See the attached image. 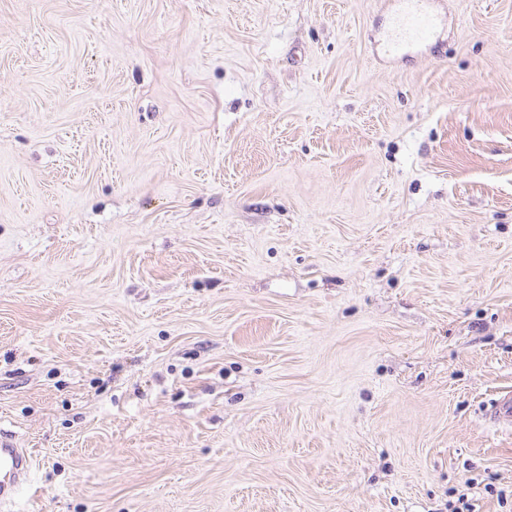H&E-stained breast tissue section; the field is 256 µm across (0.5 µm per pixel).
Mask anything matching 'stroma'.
<instances>
[{
    "mask_svg": "<svg viewBox=\"0 0 512 512\" xmlns=\"http://www.w3.org/2000/svg\"><path fill=\"white\" fill-rule=\"evenodd\" d=\"M385 2L0 0L4 512H512V0ZM438 0H390V24L384 37L385 52L398 56L419 52L437 37L442 16ZM32 468V453L28 448H16L12 440L0 435V504L11 503L28 482Z\"/></svg>",
    "mask_w": 512,
    "mask_h": 512,
    "instance_id": "1",
    "label": "stroma"
}]
</instances>
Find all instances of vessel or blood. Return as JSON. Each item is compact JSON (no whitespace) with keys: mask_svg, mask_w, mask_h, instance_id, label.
<instances>
[{"mask_svg":"<svg viewBox=\"0 0 512 512\" xmlns=\"http://www.w3.org/2000/svg\"><path fill=\"white\" fill-rule=\"evenodd\" d=\"M438 0H390V24L384 37L387 54L398 56L430 46L442 22ZM32 468L30 449L0 435V504L13 502Z\"/></svg>","mask_w":512,"mask_h":512,"instance_id":"1","label":"vessel or blood"}]
</instances>
